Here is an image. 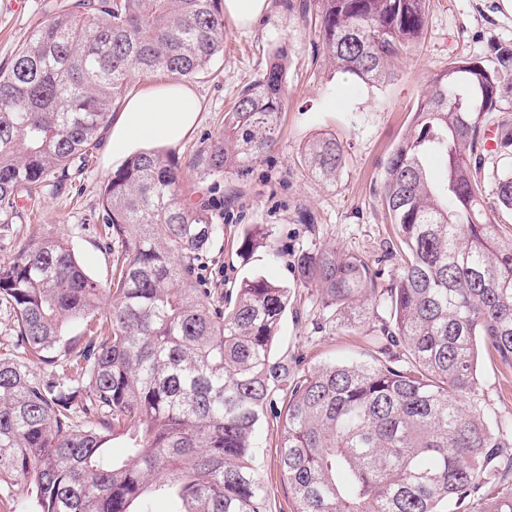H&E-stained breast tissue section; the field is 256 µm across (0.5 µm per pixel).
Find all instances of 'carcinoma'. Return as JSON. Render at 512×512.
<instances>
[{
	"mask_svg": "<svg viewBox=\"0 0 512 512\" xmlns=\"http://www.w3.org/2000/svg\"><path fill=\"white\" fill-rule=\"evenodd\" d=\"M311 5L336 70L378 88L418 47L429 0ZM225 38L221 0H77L51 18L0 68V223L88 165L135 75L192 79ZM496 60L455 58L431 76L386 158L382 201L400 257L389 287L336 247L294 261L328 323L387 310L368 337L373 363L328 364L288 384L273 344L290 289L262 276L203 286L224 227L211 203H181V166L158 151L129 156L103 184L109 281L59 238H32L0 264V306L17 322L14 348L0 353V483L30 489L15 512H158L161 497L181 512H269L255 437L270 416L291 512H512V489L476 507L483 485L512 474V438L472 400L481 351L512 364V228L486 221L512 211V165L484 163L490 114L512 92V48ZM287 98L279 50L189 166L247 176L274 149ZM495 143L512 154V124L497 125ZM302 157L325 185L345 164L328 134ZM260 247L274 251L254 224L239 250ZM69 325L81 334L65 335ZM390 345L402 355L382 358Z\"/></svg>",
	"mask_w": 512,
	"mask_h": 512,
	"instance_id": "obj_1",
	"label": "carcinoma"
}]
</instances>
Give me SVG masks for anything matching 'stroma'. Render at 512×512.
Masks as SVG:
<instances>
[{
	"instance_id": "obj_1",
	"label": "stroma",
	"mask_w": 512,
	"mask_h": 512,
	"mask_svg": "<svg viewBox=\"0 0 512 512\" xmlns=\"http://www.w3.org/2000/svg\"><path fill=\"white\" fill-rule=\"evenodd\" d=\"M71 2L27 0L18 13L10 0H0V67L8 66L23 42ZM224 25L223 55L190 81L201 99L199 124L169 151L185 168L190 197L216 201L213 216L224 236L212 246L208 269L228 288L252 275L290 286L275 351L287 357L295 377L329 362L372 360L366 328L386 320V310H375L365 326H320L315 290L294 282V258L305 248L334 246L376 261L377 285H388L396 268L397 238L381 202L383 163L406 133L429 76L459 57L492 64L494 47L512 46V11L504 0H430L417 53L400 60L396 80L380 90L337 72L320 49L314 15L289 11L288 0H269L268 10L251 26L229 19ZM280 48L288 53V102L275 149L242 181L233 176L216 181L190 168V160L221 130L225 111ZM320 133L336 135L345 147L346 164L332 187L314 181L300 160L303 146ZM111 171L103 151H96L72 187L44 191L36 207H22L11 229L0 232V263L10 261L30 238L52 235L71 243L90 276L107 279L112 255L100 235V188ZM304 212L314 216V223H301ZM253 224L271 231L281 251L278 259L262 248L244 259L237 255V239ZM477 394L490 424L512 420V368L482 357ZM257 438L270 512H289L277 431L260 425Z\"/></svg>"
}]
</instances>
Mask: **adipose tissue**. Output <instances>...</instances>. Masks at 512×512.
Masks as SVG:
<instances>
[{
	"label": "adipose tissue",
	"instance_id": "1",
	"mask_svg": "<svg viewBox=\"0 0 512 512\" xmlns=\"http://www.w3.org/2000/svg\"><path fill=\"white\" fill-rule=\"evenodd\" d=\"M200 110L196 92L179 81L134 94L112 121L108 160L120 163L149 143L177 146L196 127Z\"/></svg>",
	"mask_w": 512,
	"mask_h": 512
}]
</instances>
